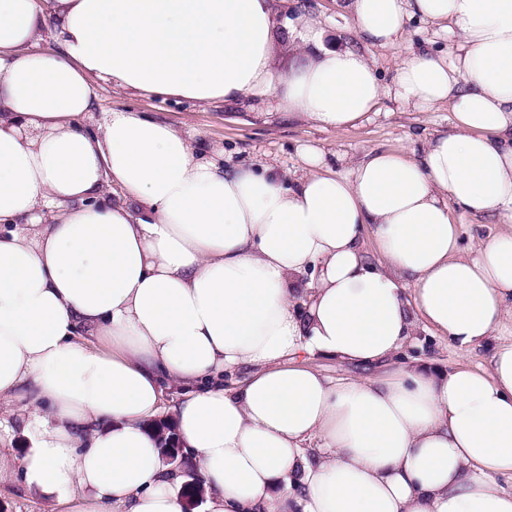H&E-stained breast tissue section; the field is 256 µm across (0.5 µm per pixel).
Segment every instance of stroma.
I'll list each match as a JSON object with an SVG mask.
<instances>
[{"mask_svg": "<svg viewBox=\"0 0 512 512\" xmlns=\"http://www.w3.org/2000/svg\"><path fill=\"white\" fill-rule=\"evenodd\" d=\"M279 7L311 15L325 28L328 41L348 37L341 28L340 0H281ZM447 46L444 32L415 18L406 22L402 36L393 45L381 48L364 42L360 48L383 85L388 86L401 57L426 49L438 53ZM95 93L99 110L139 111L178 129H195L206 147L223 151L226 165L271 164L287 174L299 168L300 151L306 146L337 156L335 170L341 173L372 149H421L430 135L453 122L448 105L409 109L389 95L382 96L362 121L338 132L322 128L301 115L275 111L267 104L248 109L221 101L200 105L172 99L161 103L135 92L114 89L104 82L96 83ZM53 509L51 499L30 492L19 478L0 476V512H53Z\"/></svg>", "mask_w": 512, "mask_h": 512, "instance_id": "35a3bbf8", "label": "stroma"}]
</instances>
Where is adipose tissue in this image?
<instances>
[{"instance_id": "obj_1", "label": "adipose tissue", "mask_w": 512, "mask_h": 512, "mask_svg": "<svg viewBox=\"0 0 512 512\" xmlns=\"http://www.w3.org/2000/svg\"><path fill=\"white\" fill-rule=\"evenodd\" d=\"M341 9L381 47L414 17L453 33L388 89L448 104L454 127L340 175L308 148L289 180L142 112L86 121L101 81L345 130L388 89L314 19L273 0H0V448L30 443L0 471L57 512H183L152 429L171 388L209 512H512V0ZM280 38L296 60L278 75ZM456 210L500 229L464 252ZM420 322L459 364L404 359ZM317 355L381 372L334 381Z\"/></svg>"}]
</instances>
